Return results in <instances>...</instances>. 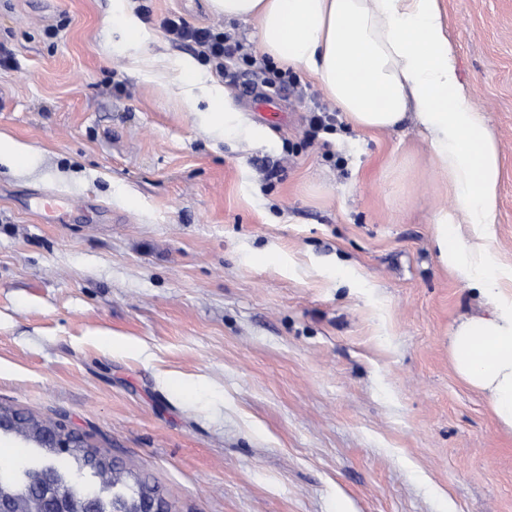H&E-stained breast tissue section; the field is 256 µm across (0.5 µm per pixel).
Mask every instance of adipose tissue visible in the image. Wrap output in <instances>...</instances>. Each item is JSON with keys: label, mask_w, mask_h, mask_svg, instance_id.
Listing matches in <instances>:
<instances>
[{"label": "adipose tissue", "mask_w": 512, "mask_h": 512, "mask_svg": "<svg viewBox=\"0 0 512 512\" xmlns=\"http://www.w3.org/2000/svg\"><path fill=\"white\" fill-rule=\"evenodd\" d=\"M225 21L254 24L258 48L282 67L313 77L355 129L389 132L405 122L421 128L430 162L445 178L449 205L432 214L440 265L476 291L485 312L454 325L449 352L456 372L485 393L500 425L512 430V263L497 260L501 154L472 95L457 75L455 49L439 0H209ZM113 31L133 58L149 34L130 0H113ZM184 103L203 127L267 140L223 85L190 57L174 66ZM205 110H198L199 100ZM467 234H460V225Z\"/></svg>", "instance_id": "1"}]
</instances>
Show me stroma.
<instances>
[{"mask_svg": "<svg viewBox=\"0 0 512 512\" xmlns=\"http://www.w3.org/2000/svg\"><path fill=\"white\" fill-rule=\"evenodd\" d=\"M134 3L146 56L197 57L173 16L242 43L252 64L203 70L271 136L202 130L171 71L124 52L112 0H0V133L34 155L0 164V405L66 420L172 512H512V430L449 356L484 308L436 260L449 199L419 131L356 130L295 70L262 82L252 26L208 0ZM440 4L500 147L512 262V0ZM317 106L335 127L314 138ZM52 194L69 204L47 214ZM336 264L361 287L321 275Z\"/></svg>", "mask_w": 512, "mask_h": 512, "instance_id": "35a3bbf8", "label": "stroma"}]
</instances>
